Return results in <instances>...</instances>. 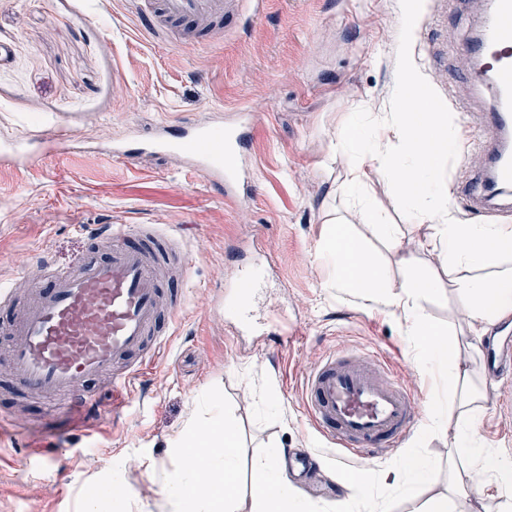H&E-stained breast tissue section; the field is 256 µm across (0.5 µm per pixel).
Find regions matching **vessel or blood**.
I'll list each match as a JSON object with an SVG mask.
<instances>
[{
	"label": "vessel or blood",
	"instance_id": "vessel-or-blood-1",
	"mask_svg": "<svg viewBox=\"0 0 512 512\" xmlns=\"http://www.w3.org/2000/svg\"><path fill=\"white\" fill-rule=\"evenodd\" d=\"M483 20L465 49L476 60L469 82L492 104L474 120L490 134L485 169L470 189V207L480 214L512 209V0H483ZM263 0H141L147 25L191 42L212 38L240 25L249 9ZM241 129L188 124L177 134L162 131L113 147L119 161L141 153H187L192 172L204 176L218 196L249 193L245 174L229 167L227 155H242ZM33 140L0 141V161L16 162L34 154ZM137 247L118 244V232L98 236L112 243V256L101 261L85 256L77 269L55 270L17 318L7 362L19 385L33 394L61 392L69 396L68 418L85 413L90 402L82 394L88 382L111 374L113 392L125 389L162 342L160 323L174 320L177 297H165L155 251H172L174 240L160 241L155 225L139 227ZM261 264L248 265L235 294L234 313L250 322L245 305L265 281ZM305 403L310 420L330 443L344 452L368 458L379 449L400 444L418 418L414 399L382 358L361 364L345 356L327 358L306 380Z\"/></svg>",
	"mask_w": 512,
	"mask_h": 512
}]
</instances>
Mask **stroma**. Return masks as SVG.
Listing matches in <instances>:
<instances>
[{
	"instance_id": "obj_1",
	"label": "stroma",
	"mask_w": 512,
	"mask_h": 512,
	"mask_svg": "<svg viewBox=\"0 0 512 512\" xmlns=\"http://www.w3.org/2000/svg\"><path fill=\"white\" fill-rule=\"evenodd\" d=\"M405 0H264L257 16L210 46L184 48L147 29L132 0H0V139L58 126L73 136L68 152L0 164V286L24 304L45 274L38 260L78 264L95 234L157 224L177 234L181 250L165 289L185 291V307L167 342L119 396L91 382L96 404L56 438L36 434L52 423L53 401L29 396L0 362V413L14 423L0 439V512H80L87 492L119 485L137 512H167L162 473L179 458L177 441L192 420L230 417L237 431L238 512H255L252 464L266 449H307L316 459L289 475L312 512H337L345 480L367 478L385 512H414L399 474L411 450L433 464L424 497L459 494L466 465L451 460L455 423L433 427L428 407L445 387L405 331L400 311L336 285L323 255L338 218L351 217L336 133L352 113H396L400 69L422 77L429 101L445 106L456 186L448 215L480 223L465 204L467 176L486 154L452 110L488 104L467 84L464 40L481 24L478 0H414L411 38L400 43ZM251 115L242 160L256 187L244 202L216 196L180 154L113 160L109 148L193 121L229 126ZM365 190L381 223L398 225L416 249V268L437 269L417 246L430 228L407 222L388 177L370 174ZM271 265L254 304L258 326L240 329L226 296L242 268ZM188 278H181V270ZM300 324L301 338L280 345L276 321ZM381 353L417 402L418 423L403 444L376 458L353 459L332 447L304 408L307 377L333 355L369 360ZM481 376L479 447L512 457V414L496 404L499 377Z\"/></svg>"
}]
</instances>
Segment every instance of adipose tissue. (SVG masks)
Returning <instances> with one entry per match:
<instances>
[{"label": "adipose tissue", "mask_w": 512, "mask_h": 512, "mask_svg": "<svg viewBox=\"0 0 512 512\" xmlns=\"http://www.w3.org/2000/svg\"><path fill=\"white\" fill-rule=\"evenodd\" d=\"M451 145L436 112H398L385 119L359 113L336 137V152L345 161L346 188L357 200L355 213L360 221L375 217L362 196L370 172L390 177L408 219L430 223L431 232L422 247L437 258L439 272L413 271V255L405 249L394 224H380L376 230L403 270L400 279H393L376 255L344 226L332 229L324 253L336 268L337 286L363 295H382L388 305L404 313L417 349L446 366L448 398L436 402L429 417L433 426L440 427L448 411L456 409L464 416L452 447L455 454L471 462L470 486L488 480L511 486L512 459L475 446L477 409L468 395L458 392L457 385L467 378L469 364L480 355L475 337L488 325L512 316V225L449 220L440 168ZM447 287L463 296L467 316L464 326L448 333L423 308L424 301L440 296ZM180 445V464L163 478L167 512H236L239 459L233 421L189 428ZM283 458V449L271 448L254 464L251 496L259 512H309L282 473Z\"/></svg>", "instance_id": "obj_1"}]
</instances>
